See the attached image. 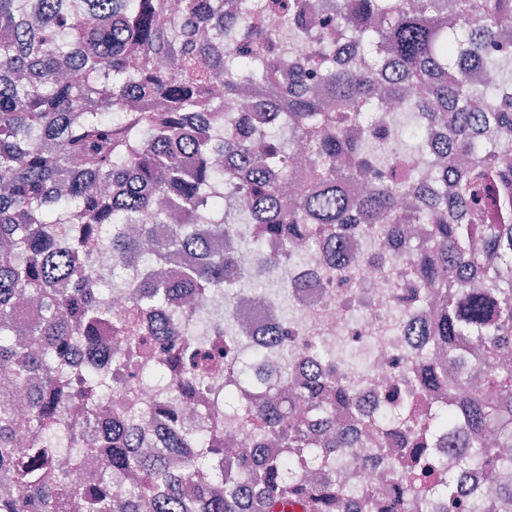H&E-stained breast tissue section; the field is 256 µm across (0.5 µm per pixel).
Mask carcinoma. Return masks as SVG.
Here are the masks:
<instances>
[{"label":"carcinoma","mask_w":512,"mask_h":512,"mask_svg":"<svg viewBox=\"0 0 512 512\" xmlns=\"http://www.w3.org/2000/svg\"><path fill=\"white\" fill-rule=\"evenodd\" d=\"M346 26L350 44L370 62L392 66L391 96L425 130L442 129L448 165L430 179L404 176L390 141L374 129L355 139L345 125L383 107L372 69L340 64L335 33ZM512 0H0V360L15 366L13 384L0 386V469L13 475L0 489V512H349L336 481L306 485V462L350 447L325 399L346 407L350 389L335 371L306 374L293 385L288 406L307 407L298 420L272 393L246 422L288 449L260 447L224 462V409L246 397L245 386L264 373L259 356L231 360L243 371L210 414V432H187L171 406L158 408L165 426L161 447L140 448L136 423L103 416L112 395L142 378L172 379L180 396L213 390L226 350L239 344L234 298L224 268L246 247L258 254L256 288L285 273L283 256L320 230L334 235L347 224L381 222L388 237L398 225H430L428 241L410 250L416 288L435 295L438 308L426 335L448 350L464 385L479 367L490 395L469 394L448 408L393 416L390 435L413 482L426 487L432 472L424 440L448 428L469 467L501 463L496 449L512 445V166L488 128L512 135V77L477 87L474 63L486 70L512 48ZM309 42L306 57L278 80L284 42ZM177 59V70L167 61ZM224 83V101L211 96ZM244 93L289 115L314 164L291 192L286 146L276 131L253 152L251 115L220 133L224 115ZM165 108L157 110L154 101ZM224 154V169L211 166ZM81 166L75 169L71 159ZM369 192L352 196L356 183ZM231 185L245 210L236 224H256L246 236L224 218L211 190ZM208 230L200 233L197 225ZM155 240L152 255L140 239ZM499 256L487 272L474 241ZM193 247L196 266L172 278L140 277L167 252ZM112 254L115 282L95 278L94 257ZM132 283L123 313L109 298L122 280ZM227 292L224 318L214 321L207 298ZM23 294L41 300V313L24 318ZM191 320L224 337L227 348L203 353L176 322ZM124 337L128 351L109 349L105 336ZM169 362L150 365L157 349ZM413 398L448 387V367L426 359L415 366ZM19 390L30 412L14 411ZM82 414L68 417L71 407ZM29 447L14 446L18 434ZM96 455L101 469L82 470ZM172 455L186 469L169 465ZM140 474L134 489L124 476ZM406 498L387 506L369 497L367 512H406Z\"/></svg>","instance_id":"1"}]
</instances>
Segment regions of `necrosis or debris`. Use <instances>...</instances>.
Wrapping results in <instances>:
<instances>
[{
	"instance_id": "necrosis-or-debris-1",
	"label": "necrosis or debris",
	"mask_w": 512,
	"mask_h": 512,
	"mask_svg": "<svg viewBox=\"0 0 512 512\" xmlns=\"http://www.w3.org/2000/svg\"><path fill=\"white\" fill-rule=\"evenodd\" d=\"M426 235L423 224L411 225L409 232L395 240L387 238L379 225L357 224L344 240L350 261L342 274L331 270L324 240L300 242L295 248L298 259L288 268V291L296 307L292 319L295 334L287 349L269 351V386L278 395L287 396L288 390L279 384L276 372L286 356L300 374L335 366L338 377L351 389L353 403L337 411L336 421L358 442L356 447L337 450L335 474L354 512H360L365 497L380 498L411 482L387 442L375 435L365 436L364 426L393 389L411 388L413 362L438 353L430 337L423 334L433 319L434 302L426 296L412 301L406 298V288L414 280L408 250L421 244ZM235 315L245 322L241 342L246 347L255 344L257 334L278 323L276 307L269 300L249 302ZM348 345L363 352L364 367L335 364L337 348ZM169 402L184 428L205 426V402L174 399L168 387L134 384L114 395L112 407L138 421L142 446L149 449L157 445L153 409ZM464 454V449L449 447L447 436H440L431 449L437 476L455 481L460 503L470 502L472 490L477 489L493 512H512V501L500 496L503 487H512V469L468 472L461 467Z\"/></svg>"
}]
</instances>
